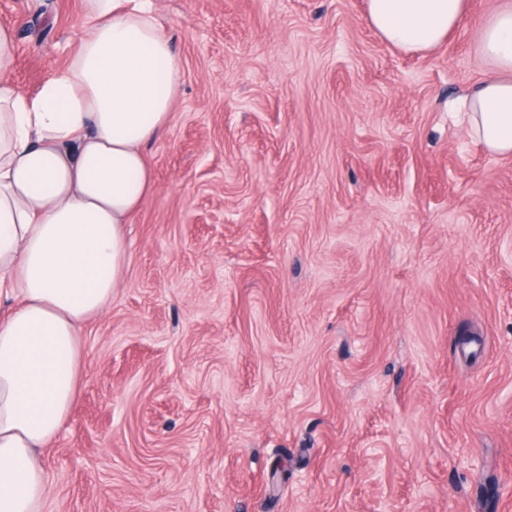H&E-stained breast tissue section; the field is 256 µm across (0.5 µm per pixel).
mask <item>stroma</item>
I'll use <instances>...</instances> for the list:
<instances>
[{
	"label": "stroma",
	"instance_id": "obj_1",
	"mask_svg": "<svg viewBox=\"0 0 512 512\" xmlns=\"http://www.w3.org/2000/svg\"><path fill=\"white\" fill-rule=\"evenodd\" d=\"M154 2L176 118L43 512H512V154L455 113L512 0L426 55L366 0ZM84 24L0 0L18 85Z\"/></svg>",
	"mask_w": 512,
	"mask_h": 512
}]
</instances>
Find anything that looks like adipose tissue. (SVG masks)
<instances>
[{"mask_svg": "<svg viewBox=\"0 0 512 512\" xmlns=\"http://www.w3.org/2000/svg\"><path fill=\"white\" fill-rule=\"evenodd\" d=\"M87 30L64 68L24 94L0 26V512H41L54 444L77 401L81 327L112 303L124 226L155 189L145 148L173 118L180 67L152 0H82ZM467 0H367L388 44L428 53ZM495 67L464 97L471 136L512 154V6L478 31Z\"/></svg>", "mask_w": 512, "mask_h": 512, "instance_id": "adipose-tissue-1", "label": "adipose tissue"}]
</instances>
